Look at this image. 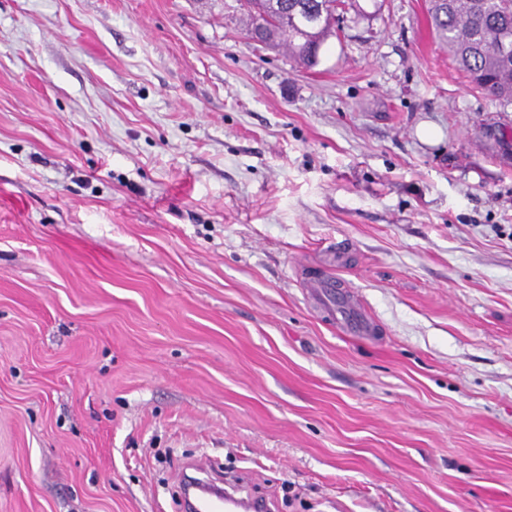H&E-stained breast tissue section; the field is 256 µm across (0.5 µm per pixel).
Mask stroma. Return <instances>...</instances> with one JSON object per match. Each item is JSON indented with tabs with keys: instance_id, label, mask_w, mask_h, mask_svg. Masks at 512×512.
<instances>
[{
	"instance_id": "obj_1",
	"label": "stroma",
	"mask_w": 512,
	"mask_h": 512,
	"mask_svg": "<svg viewBox=\"0 0 512 512\" xmlns=\"http://www.w3.org/2000/svg\"><path fill=\"white\" fill-rule=\"evenodd\" d=\"M358 3L309 70L224 0H0V512H183L205 459L270 512H512V109L428 0ZM307 293L315 305L331 314L336 325L351 336H368L374 329V322L360 304L355 294L343 288H336V280L328 275L313 271L306 279Z\"/></svg>"
}]
</instances>
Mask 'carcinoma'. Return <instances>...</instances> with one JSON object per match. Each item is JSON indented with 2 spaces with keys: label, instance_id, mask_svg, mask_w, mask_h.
<instances>
[{
  "label": "carcinoma",
  "instance_id": "carcinoma-1",
  "mask_svg": "<svg viewBox=\"0 0 512 512\" xmlns=\"http://www.w3.org/2000/svg\"><path fill=\"white\" fill-rule=\"evenodd\" d=\"M344 0H235L250 37L287 49L307 68L319 63ZM432 25L448 54L486 95L512 107V0H429ZM264 24H259V21Z\"/></svg>",
  "mask_w": 512,
  "mask_h": 512
}]
</instances>
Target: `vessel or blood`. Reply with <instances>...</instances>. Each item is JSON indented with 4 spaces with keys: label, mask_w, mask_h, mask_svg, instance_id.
<instances>
[{
    "label": "vessel or blood",
    "mask_w": 512,
    "mask_h": 512,
    "mask_svg": "<svg viewBox=\"0 0 512 512\" xmlns=\"http://www.w3.org/2000/svg\"><path fill=\"white\" fill-rule=\"evenodd\" d=\"M307 293L315 305L331 314L337 326L352 336H367L374 322L349 289H341L333 277L311 272L306 279ZM188 512H237L238 500L231 494L210 485H201L199 491L185 498Z\"/></svg>",
    "instance_id": "vessel-or-blood-1"
}]
</instances>
